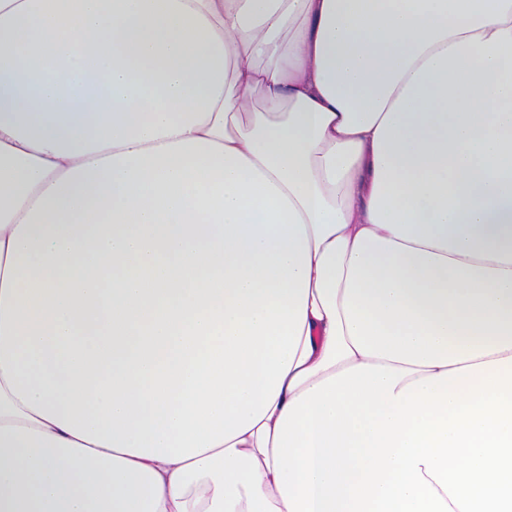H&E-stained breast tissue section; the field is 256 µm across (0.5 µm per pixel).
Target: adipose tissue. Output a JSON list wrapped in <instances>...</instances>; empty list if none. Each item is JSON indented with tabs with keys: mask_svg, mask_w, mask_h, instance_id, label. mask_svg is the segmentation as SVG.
Here are the masks:
<instances>
[{
	"mask_svg": "<svg viewBox=\"0 0 512 512\" xmlns=\"http://www.w3.org/2000/svg\"><path fill=\"white\" fill-rule=\"evenodd\" d=\"M362 363L512 369V0H0V512H288Z\"/></svg>",
	"mask_w": 512,
	"mask_h": 512,
	"instance_id": "obj_1",
	"label": "adipose tissue"
}]
</instances>
